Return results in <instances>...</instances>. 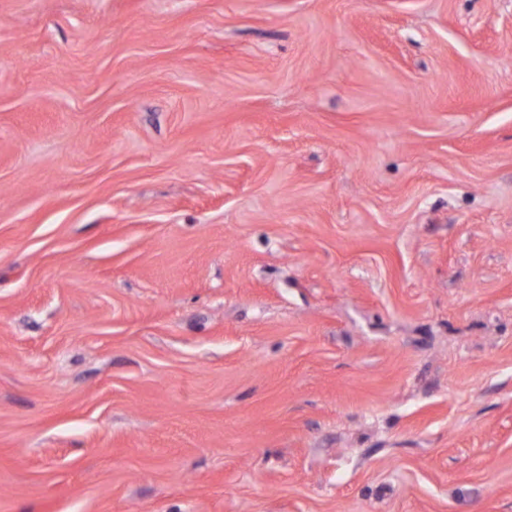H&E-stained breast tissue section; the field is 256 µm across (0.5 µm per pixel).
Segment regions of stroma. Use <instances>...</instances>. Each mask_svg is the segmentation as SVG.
I'll use <instances>...</instances> for the list:
<instances>
[{
    "label": "stroma",
    "instance_id": "obj_1",
    "mask_svg": "<svg viewBox=\"0 0 512 512\" xmlns=\"http://www.w3.org/2000/svg\"><path fill=\"white\" fill-rule=\"evenodd\" d=\"M0 512H512V0H0Z\"/></svg>",
    "mask_w": 512,
    "mask_h": 512
}]
</instances>
